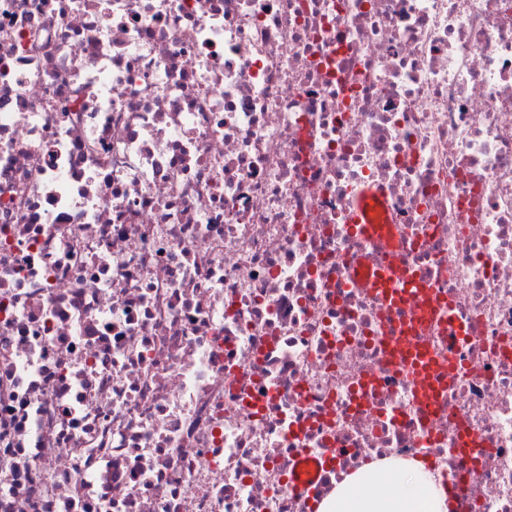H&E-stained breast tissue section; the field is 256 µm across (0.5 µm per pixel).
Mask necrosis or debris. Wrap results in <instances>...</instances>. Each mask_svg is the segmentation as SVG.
Wrapping results in <instances>:
<instances>
[{
	"label": "necrosis or debris",
	"mask_w": 512,
	"mask_h": 512,
	"mask_svg": "<svg viewBox=\"0 0 512 512\" xmlns=\"http://www.w3.org/2000/svg\"><path fill=\"white\" fill-rule=\"evenodd\" d=\"M387 458L512 512V0H0V512H316Z\"/></svg>",
	"instance_id": "obj_1"
}]
</instances>
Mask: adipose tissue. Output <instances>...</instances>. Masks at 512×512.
<instances>
[{"mask_svg":"<svg viewBox=\"0 0 512 512\" xmlns=\"http://www.w3.org/2000/svg\"><path fill=\"white\" fill-rule=\"evenodd\" d=\"M318 512H448V492L422 460L374 461L338 484Z\"/></svg>","mask_w":512,"mask_h":512,"instance_id":"1","label":"adipose tissue"}]
</instances>
